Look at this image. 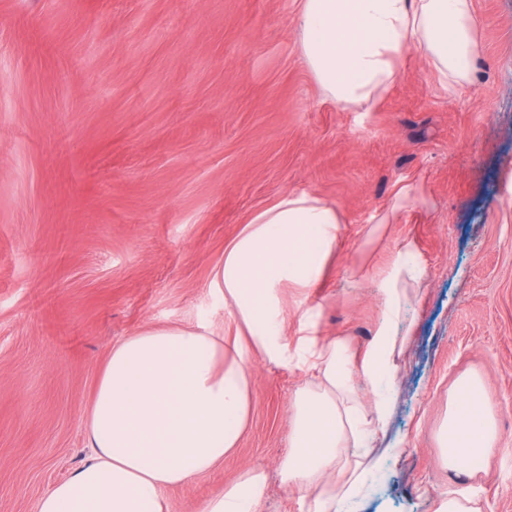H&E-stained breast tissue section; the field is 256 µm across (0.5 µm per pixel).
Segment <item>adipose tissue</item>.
Segmentation results:
<instances>
[{
  "instance_id": "adipose-tissue-1",
  "label": "adipose tissue",
  "mask_w": 512,
  "mask_h": 512,
  "mask_svg": "<svg viewBox=\"0 0 512 512\" xmlns=\"http://www.w3.org/2000/svg\"><path fill=\"white\" fill-rule=\"evenodd\" d=\"M471 0H302L300 50L326 94L368 109L397 78L396 61L415 49L448 86L474 68ZM341 214L318 196L287 192L255 213L213 267L211 289L230 306L241 336L226 348L206 328L149 326L115 343L86 422L91 450L38 512H166L164 490L224 463L251 407V359L303 368L291 403L290 451L280 482L300 512H360L398 448H383L408 338L400 329L410 284L426 268L412 243L379 271L385 312L363 358L343 339L318 336L319 305L301 302L299 339L289 347L282 292L309 293L323 279L340 238ZM496 423L480 380L460 378L438 431L449 470L467 472L490 455ZM268 476L247 469L201 512H262Z\"/></svg>"
}]
</instances>
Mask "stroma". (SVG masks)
Wrapping results in <instances>:
<instances>
[{
    "mask_svg": "<svg viewBox=\"0 0 512 512\" xmlns=\"http://www.w3.org/2000/svg\"><path fill=\"white\" fill-rule=\"evenodd\" d=\"M472 4L470 83L448 92L410 50L363 112L303 64L300 0H0V512H37L89 456L85 417L115 343L166 324L234 342L210 272L286 192L344 221L309 296L320 337L362 351L383 313L376 271L406 240L427 265L385 439L402 452L364 512H433L459 492L512 512V0ZM407 185L423 204L362 251ZM252 373L239 447L167 491L169 512L246 468L269 476L264 512H299L278 466L306 373L258 358ZM464 374L498 431L470 477L441 465L436 439Z\"/></svg>",
    "mask_w": 512,
    "mask_h": 512,
    "instance_id": "obj_1",
    "label": "stroma"
}]
</instances>
